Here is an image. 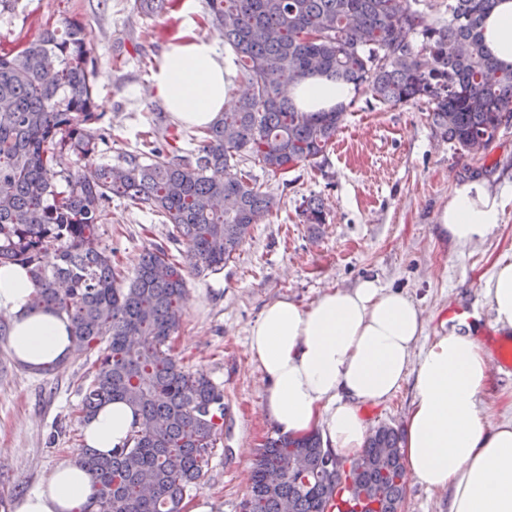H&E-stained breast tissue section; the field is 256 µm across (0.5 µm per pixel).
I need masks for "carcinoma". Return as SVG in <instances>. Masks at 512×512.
<instances>
[{"instance_id": "1", "label": "carcinoma", "mask_w": 512, "mask_h": 512, "mask_svg": "<svg viewBox=\"0 0 512 512\" xmlns=\"http://www.w3.org/2000/svg\"><path fill=\"white\" fill-rule=\"evenodd\" d=\"M419 0H206V19L236 54V107L183 148L145 139L116 165H94L91 32L76 16L45 23L38 38L0 50V266L27 267L35 303L67 315L73 353L98 352L80 413L123 401L137 429L110 454L82 448L75 463L93 495L78 512H181L224 421V390L186 369L172 337L183 317L186 272L217 274L274 208L252 174H285L323 156L347 106L303 112L284 81L321 75L390 108L431 106L436 136L454 149H486L512 124V65L486 48L484 21L497 0H448V20ZM146 17L165 0H136ZM409 31L421 37L415 46ZM77 169L55 170L64 152ZM164 218L181 260L144 252L125 279L98 225L112 197ZM322 224L320 203L302 209ZM402 436L377 427L350 466L328 464L319 434L280 435L253 467L246 512H333L345 492L359 509L399 512L406 489Z\"/></svg>"}]
</instances>
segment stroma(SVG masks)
Masks as SVG:
<instances>
[{"instance_id": "obj_1", "label": "stroma", "mask_w": 512, "mask_h": 512, "mask_svg": "<svg viewBox=\"0 0 512 512\" xmlns=\"http://www.w3.org/2000/svg\"><path fill=\"white\" fill-rule=\"evenodd\" d=\"M168 13L138 14L135 0H17L0 14V48L37 38L48 19L74 15L92 33L95 105L106 130L102 161L112 164L141 147L144 132L175 135L187 146L195 128L176 124L148 87L171 38L189 28L211 32L205 0H170ZM420 102L386 108L356 94L324 159L287 175L257 171L276 205L254 225L223 271L188 275L184 317L172 343L182 364L224 389V425L203 469L197 494L240 512L251 490L260 448L278 429L263 412L265 383L248 351V335L266 304L285 297L302 305L331 287L360 280L412 297L428 317V338L447 335L457 311L476 314L475 335L490 347L499 331L483 284L496 261L512 260V203L485 240L461 248L437 222L453 195L472 179L512 189V126L485 151L462 155L437 138ZM321 200L325 221L304 223L301 205ZM125 273L141 254L167 241L161 218L113 198L98 228ZM93 355L71 356L49 372L16 361L0 336V506L45 481L83 446L79 408ZM411 383L386 403L361 409L368 429L403 428ZM486 427L512 419V376L490 379L481 398Z\"/></svg>"}]
</instances>
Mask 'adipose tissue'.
<instances>
[{
    "label": "adipose tissue",
    "mask_w": 512,
    "mask_h": 512,
    "mask_svg": "<svg viewBox=\"0 0 512 512\" xmlns=\"http://www.w3.org/2000/svg\"><path fill=\"white\" fill-rule=\"evenodd\" d=\"M484 42L512 64V0H497L484 23ZM231 69L215 42L184 32L170 42L153 72L155 98L180 124L205 127L230 104ZM305 112L346 103L351 87L316 76L286 87ZM512 197L476 179L440 212L438 229L458 246L485 238ZM503 333L512 332V261H498L484 283ZM26 267L0 266V311L10 317L9 345L23 365L62 366L71 355L65 314L33 305ZM427 320L407 294L361 280L332 288L302 306L279 298L249 330L248 349L266 382L264 412L293 438L321 430L327 448L361 451L363 404H381L412 381L401 453L409 474L448 493V512H512V422L483 424L480 396L488 381L486 351L470 334L425 342ZM135 429L123 402L103 405L82 425L84 443L102 453L123 446ZM93 493L90 475L73 462L13 498L8 512H77Z\"/></svg>",
    "instance_id": "1"
}]
</instances>
